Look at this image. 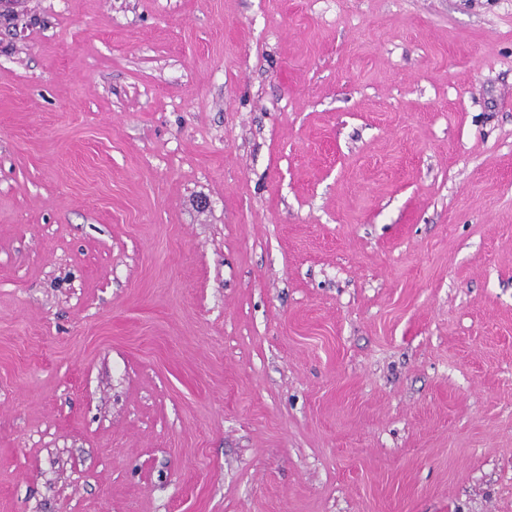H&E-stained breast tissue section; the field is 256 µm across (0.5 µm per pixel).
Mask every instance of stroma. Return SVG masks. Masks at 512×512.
Here are the masks:
<instances>
[{
  "instance_id": "1",
  "label": "stroma",
  "mask_w": 512,
  "mask_h": 512,
  "mask_svg": "<svg viewBox=\"0 0 512 512\" xmlns=\"http://www.w3.org/2000/svg\"><path fill=\"white\" fill-rule=\"evenodd\" d=\"M0 512H512V0H0Z\"/></svg>"
}]
</instances>
